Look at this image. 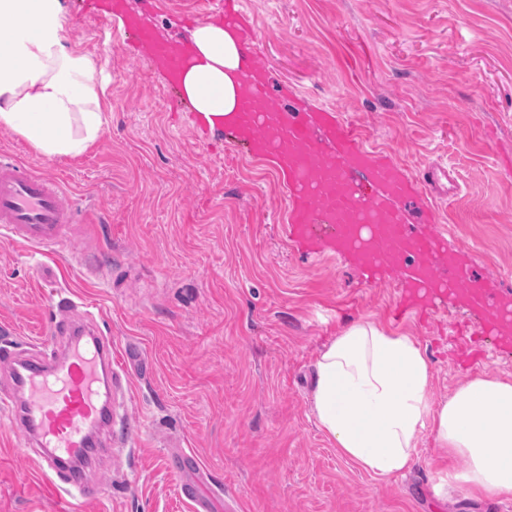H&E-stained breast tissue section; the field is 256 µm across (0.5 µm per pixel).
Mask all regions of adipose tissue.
<instances>
[{
	"label": "adipose tissue",
	"mask_w": 512,
	"mask_h": 512,
	"mask_svg": "<svg viewBox=\"0 0 512 512\" xmlns=\"http://www.w3.org/2000/svg\"><path fill=\"white\" fill-rule=\"evenodd\" d=\"M61 0H0V126L49 157L75 156L103 130L104 82L93 55L66 45ZM200 58L183 90L203 115L237 101L238 41L211 25L194 30ZM312 413L340 455L383 480L408 470L423 433L462 471L440 470L451 489L477 500L512 498V379L480 374L447 399L432 396L430 363L414 336L374 320L338 331L315 363Z\"/></svg>",
	"instance_id": "ef3b65f1"
}]
</instances>
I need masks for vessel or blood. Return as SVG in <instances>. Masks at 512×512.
<instances>
[{"instance_id": "vessel-or-blood-1", "label": "vessel or blood", "mask_w": 512, "mask_h": 512, "mask_svg": "<svg viewBox=\"0 0 512 512\" xmlns=\"http://www.w3.org/2000/svg\"><path fill=\"white\" fill-rule=\"evenodd\" d=\"M100 19L121 18L133 31L147 58L167 82L180 84L194 63L191 44L159 35L127 0H99ZM201 23L214 22L240 31L252 43V30L231 9L207 5ZM240 94L227 121L247 141L254 158L271 161L288 191L285 222L290 238L319 252L347 256L370 280L379 272L396 276V318L429 314L430 300L455 297L483 317L482 332L512 342V297L497 294L474 275L471 260L449 250L446 237L429 228H412L408 204L419 203L428 183L443 170L410 177L403 165L370 147L361 129L344 123L331 109L319 108L297 118L284 106L283 94L271 92L266 72L247 63L238 75ZM77 206L66 186L33 171L11 153L0 151V233L11 242L47 255L64 250ZM55 333L61 352L21 354L0 351L10 388L0 392L11 428L24 441L42 448L61 472L64 490H83L80 465L89 455L90 437L112 429V339L93 313L75 317L76 305L60 298Z\"/></svg>"}]
</instances>
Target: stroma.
Segmentation results:
<instances>
[{
  "label": "stroma",
  "instance_id": "obj_1",
  "mask_svg": "<svg viewBox=\"0 0 512 512\" xmlns=\"http://www.w3.org/2000/svg\"><path fill=\"white\" fill-rule=\"evenodd\" d=\"M67 44L108 77L107 119L83 154L49 158L0 126V150L84 197L57 256L0 240V328L16 349L51 345L52 302L72 287L112 338V443L86 470L89 494L58 491L0 412V512H196L193 464L217 512H512V500L438 499V455L422 435L412 468L374 480L311 414L313 364L343 326L389 323L392 274L377 283L345 257L308 253L284 223L287 191L231 127L210 128L151 70L95 0H62ZM258 61L288 110L328 107L411 174L448 169L428 197L448 245L512 295V0H242ZM161 34L190 40L202 0H129ZM101 276L83 278L78 257ZM449 298L399 322L425 350L435 401L465 380L512 378V345L479 334Z\"/></svg>",
  "mask_w": 512,
  "mask_h": 512
}]
</instances>
